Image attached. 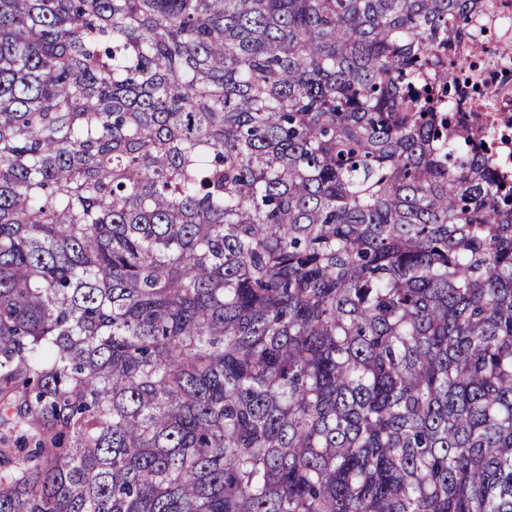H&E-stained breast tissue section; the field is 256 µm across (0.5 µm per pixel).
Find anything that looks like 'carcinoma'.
I'll return each instance as SVG.
<instances>
[{
    "mask_svg": "<svg viewBox=\"0 0 512 512\" xmlns=\"http://www.w3.org/2000/svg\"><path fill=\"white\" fill-rule=\"evenodd\" d=\"M483 0H0V512H512Z\"/></svg>",
    "mask_w": 512,
    "mask_h": 512,
    "instance_id": "cac0c4a2",
    "label": "carcinoma"
}]
</instances>
